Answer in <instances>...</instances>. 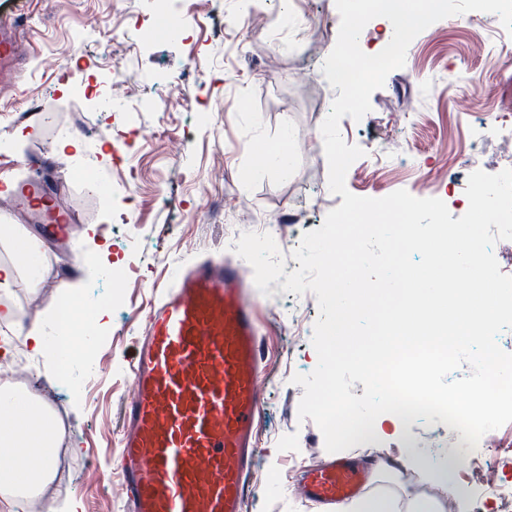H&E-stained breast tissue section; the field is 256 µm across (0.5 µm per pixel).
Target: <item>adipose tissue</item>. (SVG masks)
<instances>
[{"label": "adipose tissue", "instance_id": "1", "mask_svg": "<svg viewBox=\"0 0 512 512\" xmlns=\"http://www.w3.org/2000/svg\"><path fill=\"white\" fill-rule=\"evenodd\" d=\"M0 323H15L17 309L9 299L24 274H32V287H39L37 269L49 268L46 246H35L27 229L20 224H0ZM45 411L38 395L0 385V443L16 450L15 462L0 467V501L11 504L27 496H41L52 482L50 463L64 441L63 430L47 431ZM463 458L452 466L421 467L412 452H405L391 478L405 492L403 505H395L387 495L366 492L336 512H470L467 500L455 489L450 468L465 467Z\"/></svg>", "mask_w": 512, "mask_h": 512}]
</instances>
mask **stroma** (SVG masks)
Returning a JSON list of instances; mask_svg holds the SVG:
<instances>
[{"label": "stroma", "instance_id": "obj_1", "mask_svg": "<svg viewBox=\"0 0 512 512\" xmlns=\"http://www.w3.org/2000/svg\"><path fill=\"white\" fill-rule=\"evenodd\" d=\"M22 20L11 31L12 52L0 59V181L34 175L21 159H56L75 172L66 204L83 228L111 226L110 259L132 281L117 288L119 308L90 323L108 370L89 378L83 365L71 374L89 380L85 399H65L64 446L73 477L66 490L77 512L103 502L123 512L117 472L120 448L102 429L120 431L121 403L130 381L128 357L142 316L175 267L198 258L236 260L232 247L254 225H269L283 256L304 233L320 228L342 196L328 184L320 126L339 92L320 68L337 41L335 0H181L178 34L159 36L157 0H21ZM498 16L454 15L417 35L405 65L371 96L361 120L343 117L340 132L364 154L347 171V189L381 198L407 190L445 200L452 217L467 201L448 198L466 186L463 162L479 147L488 173L512 165V138L485 133L492 124L512 130L500 102L512 82L497 62L512 50ZM129 83L114 87L115 71ZM179 88L187 106L166 111L162 98ZM33 115L17 113L19 102ZM79 140L83 153L57 156L61 136ZM287 141V172L252 174L259 149ZM138 236L126 237L128 225ZM269 352L261 395L259 459L246 512H316L296 490L308 465L327 455L312 419H299L303 387L297 374L318 362L312 345L319 307L313 293H286L270 283L256 294ZM441 421L403 426L385 456L397 460L411 442L421 464L456 456Z\"/></svg>", "mask_w": 512, "mask_h": 512}]
</instances>
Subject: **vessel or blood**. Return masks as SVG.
I'll use <instances>...</instances> for the list:
<instances>
[{"mask_svg": "<svg viewBox=\"0 0 512 512\" xmlns=\"http://www.w3.org/2000/svg\"><path fill=\"white\" fill-rule=\"evenodd\" d=\"M54 166L21 201L46 211L44 231L77 223L61 199ZM260 327L238 266H182L148 311L129 364L120 438L124 512H244L259 450ZM370 475L345 460L309 466L299 482L309 501L336 504L366 489Z\"/></svg>", "mask_w": 512, "mask_h": 512, "instance_id": "obj_1", "label": "vessel or blood"}]
</instances>
